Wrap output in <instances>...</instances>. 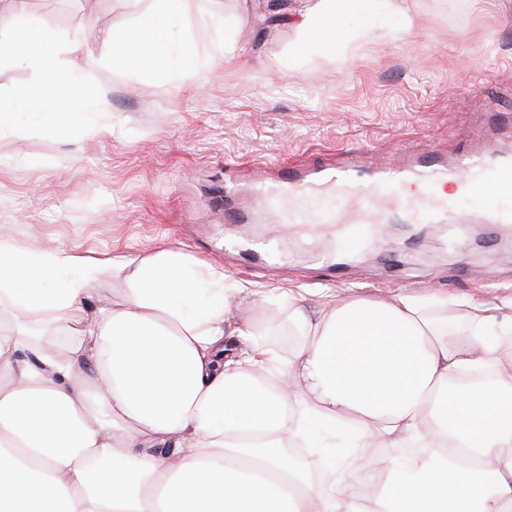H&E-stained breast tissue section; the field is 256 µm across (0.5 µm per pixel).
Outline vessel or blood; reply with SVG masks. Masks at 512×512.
<instances>
[{"instance_id": "obj_1", "label": "vessel or blood", "mask_w": 512, "mask_h": 512, "mask_svg": "<svg viewBox=\"0 0 512 512\" xmlns=\"http://www.w3.org/2000/svg\"><path fill=\"white\" fill-rule=\"evenodd\" d=\"M447 182L455 184L460 195L486 199L478 212L486 223H512V161L493 163L479 153L461 156L451 167L425 155L410 167L378 172L357 154L315 172L292 165L260 182L256 194L277 221L301 225L309 233L317 225H330L354 248L366 244L392 207L408 205L412 223L434 221L439 208L422 196ZM409 186L420 189L421 198L406 200Z\"/></svg>"}]
</instances>
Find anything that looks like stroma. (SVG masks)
I'll return each instance as SVG.
<instances>
[{
	"instance_id": "35a3bbf8",
	"label": "stroma",
	"mask_w": 512,
	"mask_h": 512,
	"mask_svg": "<svg viewBox=\"0 0 512 512\" xmlns=\"http://www.w3.org/2000/svg\"><path fill=\"white\" fill-rule=\"evenodd\" d=\"M288 2L266 26L257 0H201L171 39L193 41L213 65L174 76L112 64L113 38L162 0H25L59 39L58 67L84 73L89 106L60 131L40 112L0 128V235L93 259L182 249L245 289L234 321L283 319L292 296L318 309L404 292L496 313L512 300V223L458 222L479 209L471 198L410 234L380 225L349 256L329 229L303 244L283 230L276 266L241 247L275 229L253 191L272 160L314 167L358 148L378 163L512 153V0H408L410 30L391 19L359 48L300 57L305 0ZM77 40L93 65L71 52ZM14 44L0 29L1 99L39 82Z\"/></svg>"
}]
</instances>
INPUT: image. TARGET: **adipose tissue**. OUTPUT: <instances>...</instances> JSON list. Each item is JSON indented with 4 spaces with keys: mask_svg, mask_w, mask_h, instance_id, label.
<instances>
[{
    "mask_svg": "<svg viewBox=\"0 0 512 512\" xmlns=\"http://www.w3.org/2000/svg\"><path fill=\"white\" fill-rule=\"evenodd\" d=\"M115 42L113 62L178 71L200 68L194 44H172L169 24L191 0H166ZM367 21L333 32L339 13ZM399 17L404 0H307L296 49L358 42L372 21ZM26 42L25 63L43 80L0 101V124L84 107L83 79L60 70L56 35L22 13L0 21ZM113 260L69 250L43 253L0 237V512H512V305L469 313L470 327L432 316L428 301L340 300L311 309L288 302L299 342L273 357L252 321L229 324L239 291L221 270L164 249L137 265L119 300L87 311ZM245 347L224 359V339ZM36 355L33 364L19 354ZM492 366L491 387L449 397L448 379ZM354 419L353 445L427 455L387 485L368 481L359 458L343 457L330 481H310L288 451L298 440L325 447L320 422Z\"/></svg>",
    "mask_w": 512,
    "mask_h": 512,
    "instance_id": "ef3b65f1",
    "label": "adipose tissue"
}]
</instances>
